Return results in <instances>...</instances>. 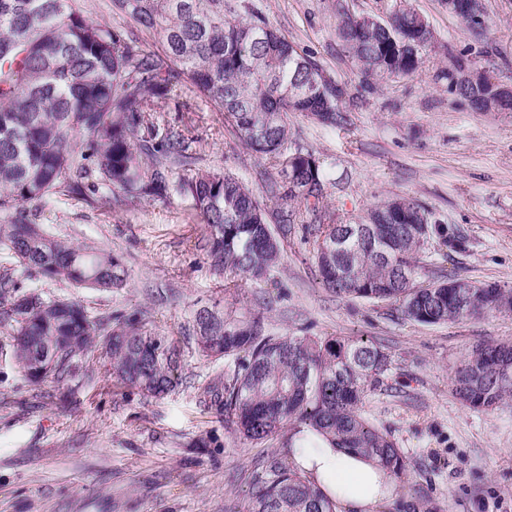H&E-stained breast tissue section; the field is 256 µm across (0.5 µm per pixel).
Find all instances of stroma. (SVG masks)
<instances>
[{
	"instance_id": "1",
	"label": "stroma",
	"mask_w": 512,
	"mask_h": 512,
	"mask_svg": "<svg viewBox=\"0 0 512 512\" xmlns=\"http://www.w3.org/2000/svg\"><path fill=\"white\" fill-rule=\"evenodd\" d=\"M429 21L434 45L418 76L373 87L336 35V9L386 16L395 0H238L263 14L299 52L348 85L350 129L300 115L290 137L312 150L330 180L326 204L349 223L397 194L415 197L435 219L456 226L465 250L443 258L422 253V280L448 274L475 284L512 287V112L479 113L448 90L449 53L471 59L512 83V0H484L489 28L473 39L444 0H410ZM199 111L196 165L232 173L262 194L270 170L247 150L202 96L168 104ZM47 231L75 243L111 249L128 273L124 287L102 292L65 282H37L49 298L78 301L96 318L139 315L146 329L185 351L180 385L144 398L114 385L95 354L86 372L62 384L31 383L0 334V512H247L253 463L287 453L290 431L255 444L242 441L200 396L225 371L202 356L190 336L203 307L262 312L273 335L375 339L394 364L363 403L365 416L388 433L407 460L398 503L380 512H512V405L474 411L455 396L451 376L475 345L512 343V313L491 312L439 324L404 320L394 306L342 300L319 280L303 225L284 243V259L238 299L203 248L205 229L189 198H134L114 192L58 194L43 206Z\"/></svg>"
}]
</instances>
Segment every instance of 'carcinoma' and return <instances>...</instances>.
I'll use <instances>...</instances> for the list:
<instances>
[{"mask_svg":"<svg viewBox=\"0 0 512 512\" xmlns=\"http://www.w3.org/2000/svg\"><path fill=\"white\" fill-rule=\"evenodd\" d=\"M154 32L156 54L119 28L84 15L77 0H0V253L21 275L109 291L122 286L121 259L94 245L49 235L26 209L61 193L101 185L132 197H169L173 164L187 167L177 191L190 196L205 224V247L225 291L261 283L283 258L288 225L308 224L306 243L323 285L348 299L395 304L401 316L438 324L481 313L512 311V291L484 283L470 295L448 284L420 283L418 257L434 241L449 256L465 238L433 219L418 200L397 195L340 224L323 207L328 176L316 155L290 145L288 118L299 113L326 125L351 126L347 85L323 70L262 15L243 18L236 0H111ZM336 31L359 72L377 81L419 74L434 39L428 21L405 0L387 18L351 16L337 8ZM451 90L474 112H512L496 93L498 79L464 53L450 58ZM204 96L242 144L271 169L266 195L255 198L227 172L191 169V142L152 120L160 104ZM343 240L328 254L327 242ZM198 352L234 364L203 393L246 442L296 427L295 448L324 439L362 454L395 478L406 460L391 436L362 414L367 394L393 363L371 338L319 339L266 334L263 316L218 312L195 316ZM0 329L30 380L57 384L80 373L81 357L97 354L113 382L159 398L174 389L181 349L130 315L110 325L77 302L23 291L13 274L0 276ZM56 362L31 371L36 351ZM453 391L475 410L512 400V344L475 346L455 368ZM248 512H336L338 503L312 484L295 460L273 452L254 466Z\"/></svg>","mask_w":512,"mask_h":512,"instance_id":"cac0c4a2","label":"carcinoma"}]
</instances>
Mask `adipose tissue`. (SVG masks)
I'll return each instance as SVG.
<instances>
[{
    "mask_svg": "<svg viewBox=\"0 0 512 512\" xmlns=\"http://www.w3.org/2000/svg\"><path fill=\"white\" fill-rule=\"evenodd\" d=\"M295 460L308 477L345 512H374L378 502L394 490L392 478L378 466L339 448H299Z\"/></svg>",
    "mask_w": 512,
    "mask_h": 512,
    "instance_id": "ef3b65f1",
    "label": "adipose tissue"
}]
</instances>
